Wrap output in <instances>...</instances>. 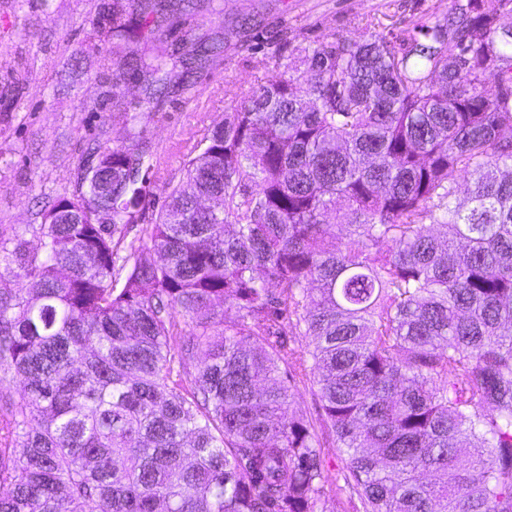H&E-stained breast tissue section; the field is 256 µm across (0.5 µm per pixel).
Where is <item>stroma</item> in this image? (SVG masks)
<instances>
[{
	"instance_id": "1",
	"label": "stroma",
	"mask_w": 512,
	"mask_h": 512,
	"mask_svg": "<svg viewBox=\"0 0 512 512\" xmlns=\"http://www.w3.org/2000/svg\"><path fill=\"white\" fill-rule=\"evenodd\" d=\"M96 0H0V231L37 224L45 206L77 187L89 143L121 145L124 114L142 113L156 171L149 211L129 225L138 245L164 199V185L184 175L183 160L251 87L279 79L289 39L319 44L379 32L398 35L425 19L447 16L453 0H199L196 9L165 22L170 54L202 36L223 40L224 59L174 85L160 111L141 112L143 78H116L124 55L148 51L131 37L113 47L95 27ZM79 51L81 61L68 58ZM320 460L333 480L320 512H361L345 481L338 448Z\"/></svg>"
}]
</instances>
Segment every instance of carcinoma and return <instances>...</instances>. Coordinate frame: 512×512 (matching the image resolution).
<instances>
[{
	"label": "carcinoma",
	"instance_id": "obj_1",
	"mask_svg": "<svg viewBox=\"0 0 512 512\" xmlns=\"http://www.w3.org/2000/svg\"><path fill=\"white\" fill-rule=\"evenodd\" d=\"M133 5H95L115 45L193 0ZM506 14L454 0L399 41L296 45L120 266L150 196L137 114L76 194L0 233V512H317L329 440L363 512H512ZM223 54L124 66L181 80Z\"/></svg>",
	"mask_w": 512,
	"mask_h": 512
}]
</instances>
